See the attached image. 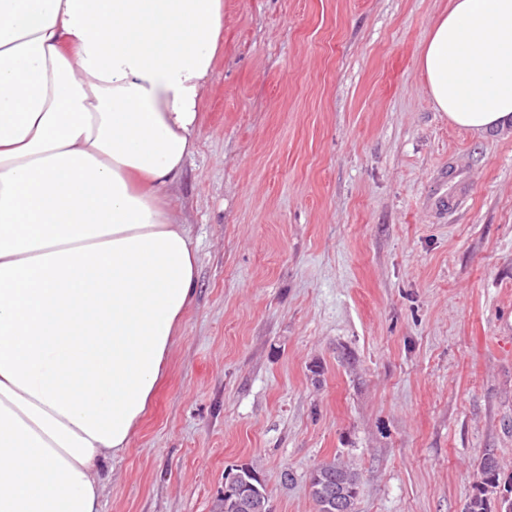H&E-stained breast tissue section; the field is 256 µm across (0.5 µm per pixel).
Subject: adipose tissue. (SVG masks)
<instances>
[{
  "mask_svg": "<svg viewBox=\"0 0 512 512\" xmlns=\"http://www.w3.org/2000/svg\"><path fill=\"white\" fill-rule=\"evenodd\" d=\"M224 0H0V512H100L193 304L168 190ZM437 111L512 123V0H450L418 54Z\"/></svg>",
  "mask_w": 512,
  "mask_h": 512,
  "instance_id": "1",
  "label": "adipose tissue"
}]
</instances>
